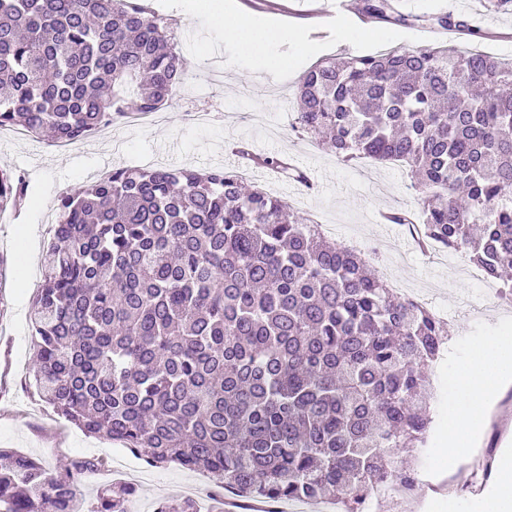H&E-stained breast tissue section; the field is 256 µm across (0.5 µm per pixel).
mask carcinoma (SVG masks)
Returning a JSON list of instances; mask_svg holds the SVG:
<instances>
[{"mask_svg":"<svg viewBox=\"0 0 512 512\" xmlns=\"http://www.w3.org/2000/svg\"><path fill=\"white\" fill-rule=\"evenodd\" d=\"M367 16L408 24L392 0ZM434 29L466 28L446 12ZM177 28L147 0H0V128L79 141L173 100ZM292 128L344 162L408 167L419 243L512 275V64L452 43L316 62L299 78ZM24 177L0 167V212ZM33 300L34 381L76 427L150 467L213 482V497L335 503L368 512L414 494L399 449L423 448L430 370L447 322L395 294L352 248L303 224L229 168H128L58 199ZM101 461L45 477L0 448V512H80L76 487ZM132 484L90 512H130ZM153 512H201L161 499Z\"/></svg>","mask_w":512,"mask_h":512,"instance_id":"1","label":"carcinoma"}]
</instances>
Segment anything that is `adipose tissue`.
Masks as SVG:
<instances>
[{"label":"adipose tissue","mask_w":512,"mask_h":512,"mask_svg":"<svg viewBox=\"0 0 512 512\" xmlns=\"http://www.w3.org/2000/svg\"><path fill=\"white\" fill-rule=\"evenodd\" d=\"M208 10L216 22L223 24L225 37L237 42L245 54L252 56L254 67H261V60L252 55L253 46L269 40L272 35L255 30L247 17L225 19L214 0ZM511 377L512 336H498L474 344L471 360L456 380V392L448 407V438L441 456L450 458L462 450L467 433L483 421L488 395Z\"/></svg>","instance_id":"1"}]
</instances>
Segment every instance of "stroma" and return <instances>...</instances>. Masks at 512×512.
Listing matches in <instances>:
<instances>
[{"label":"stroma","mask_w":512,"mask_h":512,"mask_svg":"<svg viewBox=\"0 0 512 512\" xmlns=\"http://www.w3.org/2000/svg\"><path fill=\"white\" fill-rule=\"evenodd\" d=\"M404 13L453 12L483 33L477 44L493 56L512 58V14L486 11L482 0H397ZM325 0H272L254 15L269 25L295 30L294 38L264 43L269 64L251 71L237 42L225 39L208 11L191 10L188 0H151L160 13L177 20L179 51L185 74L169 104L152 122L131 126L117 120L94 137L62 149L50 137L29 140L0 129V166L25 175L29 201L18 212L0 213V448L39 460L47 477L63 475L72 460L102 459L103 467L83 478L79 490L86 502L112 484L131 483L138 489L134 502L151 512L163 498L192 497L208 502L211 482L202 474L176 464L149 467L121 445L90 436L57 416L39 397L33 380L36 351L31 341L32 300L41 282L44 258L51 240L48 217L57 210L59 195L94 183L102 170L134 167L146 159L160 167L237 168L242 163L233 145L246 144L257 156L276 155L302 170L307 183L252 165L249 184L264 188L289 203L299 216L319 217L336 229L334 238L354 239L362 257L378 272L394 276L408 288L421 291L428 309L445 314L448 341L434 366L435 399L431 405L432 432L427 447L406 454L418 470L420 489L409 501L393 497L378 512H424L433 495L445 491L444 505L472 503L483 498L488 483L457 488L456 478L467 465L494 464L512 440V383L493 400L498 423H485L473 439V452L449 461L437 450L448 427L452 383L467 364L475 343L512 332V300L489 293L472 278L468 257L445 249L423 253L411 249L402 224H384L381 212L417 210L413 180L404 169L369 160L339 162L318 143L284 129L270 134L266 123L293 120L295 85L310 65L324 57L374 54L393 48H418L442 41L461 42L458 33L443 34L428 27L399 26L364 19L353 12L327 20L322 35H314L308 14ZM376 36L350 42L360 23ZM31 229L33 270L21 279L16 238L22 226Z\"/></svg>","instance_id":"obj_1"}]
</instances>
